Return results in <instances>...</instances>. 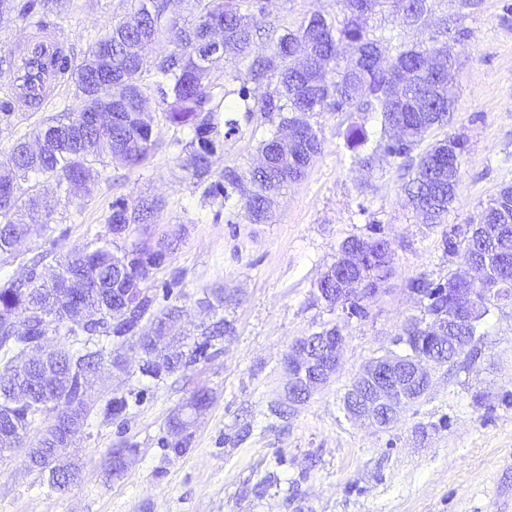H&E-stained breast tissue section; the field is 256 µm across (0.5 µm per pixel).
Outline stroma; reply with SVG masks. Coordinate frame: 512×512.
I'll return each mask as SVG.
<instances>
[{"label": "stroma", "mask_w": 512, "mask_h": 512, "mask_svg": "<svg viewBox=\"0 0 512 512\" xmlns=\"http://www.w3.org/2000/svg\"><path fill=\"white\" fill-rule=\"evenodd\" d=\"M259 6L266 29L255 39L259 53L314 12H340L336 0H260ZM449 9L448 0H436L429 19L411 28L376 14L368 28L425 41ZM124 12V0H56L46 22L63 28L67 52L79 63L90 37ZM457 27L454 102L447 126L434 136L463 138L465 152L456 199L441 223H425L413 209L399 165L371 173L353 163L345 133L355 116L348 112L315 116L322 153L302 181L278 195L268 223H249L238 190L218 203L182 167L172 142L189 131L156 106L159 144L151 155L136 166L109 163L92 197L57 205L46 233L0 265L1 279L21 277L36 258L41 270L51 269L74 248L108 237L106 217L116 198L157 197L164 202L157 223L117 242L171 245L147 283L152 314L179 306L173 336L196 335L210 319L200 303L204 290L220 288L232 324L206 356L157 381L141 375L142 352L126 344L125 369L106 364L92 379L94 406L72 448L76 485L52 489L25 468L24 451L16 449L0 457V512H512V303L498 304L486 319L472 346L475 359L434 366L428 392L394 426L357 423L343 410L360 368L385 354L419 315L410 281L422 275L441 282L466 272L464 255L445 253L446 234L476 220L502 186L512 185V0H474L460 9ZM73 100V87L58 85L44 106L16 112L11 125H0V155ZM235 118L236 130H220L214 171L253 165L272 121L261 112ZM377 232L395 252V274L366 316L316 300L313 285L342 241ZM334 325L344 336L336 375L286 417L272 414L285 394L292 344ZM201 389L211 402L185 451L174 454L168 420ZM120 396L128 400L126 411L106 417L107 401ZM120 448L126 466L116 472L112 460Z\"/></svg>", "instance_id": "obj_1"}]
</instances>
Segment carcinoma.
<instances>
[{
	"label": "carcinoma",
	"mask_w": 512,
	"mask_h": 512,
	"mask_svg": "<svg viewBox=\"0 0 512 512\" xmlns=\"http://www.w3.org/2000/svg\"><path fill=\"white\" fill-rule=\"evenodd\" d=\"M127 11L112 26L96 35L87 59L74 66L68 56L61 55L55 63L58 78L73 85L77 104L65 108L59 115L41 121L33 133L36 146L27 138L19 139L0 167L13 173L15 196L0 200V260L13 257L12 242L16 237L31 238L46 230L56 203H72L67 191L68 182H83L84 195L90 197L102 179L96 165L110 158L126 165L143 162L157 146L153 129L141 125L138 113L149 108L154 99L162 106L166 119L177 126H187L191 137L177 141L190 176L199 181L211 177L212 157L220 146L219 121L221 112L218 96L231 94L225 85L210 80L212 57L204 39V31L213 20L224 26L220 56L233 67L226 73L229 80L245 73L246 81L257 86L276 83L272 94L259 102L250 103V94L240 89L245 112L277 113L278 124L262 135L257 165L241 171L228 167L218 173L208 186L207 195L228 199L227 188L250 184L245 200L246 216L252 224H263L271 218L272 195L302 180L323 149V140L312 119L321 112H359L374 114L380 120L381 137L371 150L365 128L352 123L347 131V145L354 151L353 161L372 172L397 160L413 165L414 173L403 184V190L414 207L428 222L439 224L455 201L461 175V157L465 142L458 136H446L421 148L425 139L448 123L452 101V86L448 71L455 66L450 56L442 68L434 70L428 62L430 49L421 43L401 41L396 52L385 55L386 38L371 34L366 27L369 16L387 12L401 16L417 25L424 13L432 10L431 0H337L341 17L328 18L315 13L294 30L272 41L268 54H252L251 46L260 32V20L245 21L242 8H250V0H181L185 15L174 20L167 15V0H126ZM180 26L181 38L164 54L149 59L146 51L167 41L169 30ZM108 49L111 51L112 81L121 86L119 97L112 100V114L117 121L107 127L78 132L83 114L97 97L108 96L111 90L99 88L94 70L88 60ZM298 51L307 60L306 68L289 66V56ZM153 73V80L144 82V74ZM12 86L0 76V100L8 108L0 111V124L10 123L15 113ZM284 127L301 131L299 141L283 147L280 132ZM402 132L398 143L389 142L390 131ZM164 207L157 198H140L133 202L119 198L112 202L106 218L110 239L78 247L57 261L60 277L79 274L94 287L100 307L99 328L94 333L122 346L129 341L140 343L143 338L142 320L153 305L145 284L150 273L138 267L136 244L117 255L112 251L113 239L125 236L122 225L132 223L144 227L158 221ZM479 224H508L512 226V185L502 187L478 215ZM371 248L376 250L367 261L363 277L368 286L378 288L393 274V261L385 262L381 254L390 249L382 238ZM468 250L474 257L486 258L490 278L497 287L512 289V231L498 236L495 252L490 254L484 241L471 238L453 228L444 240L448 256L457 250ZM129 256L128 264L117 262ZM316 287L324 289L318 297H334L346 287L345 277L338 265L330 266ZM453 276L435 283L425 276L410 282L411 291L420 300L434 288H456ZM56 284L49 280H0V396L14 384L13 365L21 352L32 342L49 332L63 338L55 352L54 364L61 372L79 370L94 373L103 364L104 348L87 345L91 338L78 323L53 312L47 298ZM42 310L44 317H33L24 334L12 332L15 319L29 311ZM231 324L223 317L202 331L204 340L193 344L195 358L206 353L211 341L231 332ZM86 345L74 348L78 337ZM177 361L162 362L153 354L143 367L145 375L158 379V367L169 373ZM63 407L33 404L15 415L14 443L0 441V455L10 452L26 438L28 429L41 417L57 416Z\"/></svg>",
	"instance_id": "cac0c4a2"
}]
</instances>
